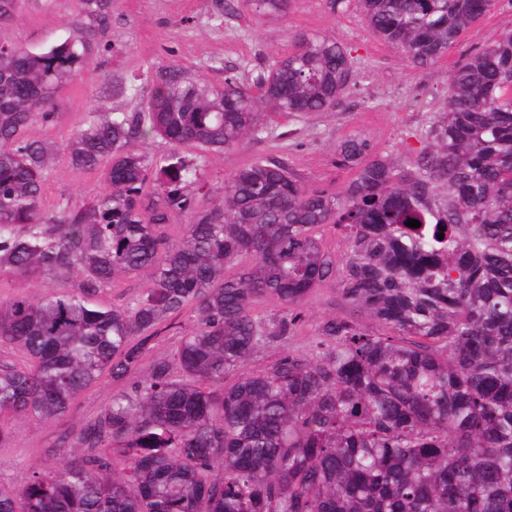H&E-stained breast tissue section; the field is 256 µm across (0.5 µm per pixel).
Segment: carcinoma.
<instances>
[{"instance_id": "1", "label": "carcinoma", "mask_w": 512, "mask_h": 512, "mask_svg": "<svg viewBox=\"0 0 512 512\" xmlns=\"http://www.w3.org/2000/svg\"><path fill=\"white\" fill-rule=\"evenodd\" d=\"M499 2L358 0L365 27L417 67ZM245 4L281 14L289 0ZM111 6L77 0L72 36L44 50L0 32V271L65 282L0 300V347L21 357L0 360V416L51 422L102 376L125 381L62 465L0 486V512H512V30L466 55L402 166L364 135L341 141L336 160L356 172L334 195L275 156L220 187L201 163L293 136L271 112L330 110L357 66L336 38L298 37L251 84L177 66L130 88L114 77L111 94L137 106L86 113L64 148L102 189L47 211L58 148L28 130L53 119ZM324 226L345 240L339 259ZM131 274L142 291L103 303ZM331 279L367 322L326 319L309 356L243 371ZM264 298L270 319L254 313ZM185 312L173 351L145 359Z\"/></svg>"}]
</instances>
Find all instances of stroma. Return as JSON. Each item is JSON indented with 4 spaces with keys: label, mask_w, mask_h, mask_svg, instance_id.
<instances>
[{
    "label": "stroma",
    "mask_w": 512,
    "mask_h": 512,
    "mask_svg": "<svg viewBox=\"0 0 512 512\" xmlns=\"http://www.w3.org/2000/svg\"><path fill=\"white\" fill-rule=\"evenodd\" d=\"M224 0H112V17L106 32L109 49L95 53L92 63L63 84L55 96V118L34 124L32 138L57 145L54 168L45 180V209H55L65 199L78 201L102 187L101 172L73 170L63 151L72 130L86 112L99 106L131 110L134 99L110 94L108 76L131 78L159 66L176 65L206 74L214 85L224 82V69L240 78L266 65L271 57L285 55L296 35H326L354 46L363 58L349 91L334 108L308 116L274 113L271 124L294 131V138L268 140L209 156L202 175L213 185L254 156L284 159L301 183L328 192L340 191L354 175L337 165L336 146L351 135L363 133L378 151L402 163L410 148L409 133L420 132L434 112L442 110L448 81L458 61L496 35L512 29V6L500 7L473 24L459 44L437 63L426 68L410 64L403 55L372 35L363 25L357 0L333 7L330 0H291L286 13L255 15L248 6L223 14ZM72 0H19L16 11L0 30L16 44L41 50L70 37ZM223 14V25L213 17ZM223 71H215V64ZM336 317L364 322L359 309L346 303L337 282L314 290L305 305V316L288 339L257 354L248 368H266L279 352L308 355L320 322ZM120 382L102 377L75 401L64 418L35 424L13 416L7 423L14 441L0 447V483L21 485L32 471L54 466L63 445L71 443L81 425L100 413Z\"/></svg>",
    "instance_id": "obj_1"
}]
</instances>
